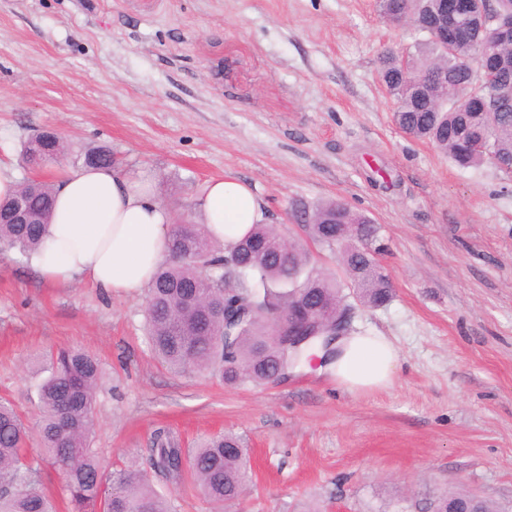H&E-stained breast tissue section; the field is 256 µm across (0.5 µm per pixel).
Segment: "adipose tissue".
<instances>
[{"label":"adipose tissue","instance_id":"ef3b65f1","mask_svg":"<svg viewBox=\"0 0 512 512\" xmlns=\"http://www.w3.org/2000/svg\"><path fill=\"white\" fill-rule=\"evenodd\" d=\"M55 206L40 248L30 263L52 285L89 282L107 294L149 285L167 256L176 222L144 169L87 166L53 183ZM211 240L233 244L262 222L263 202L245 183L211 180L198 199ZM400 357L388 337L348 333L337 337L323 370L352 394L388 387Z\"/></svg>","mask_w":512,"mask_h":512}]
</instances>
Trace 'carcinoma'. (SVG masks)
Instances as JSON below:
<instances>
[{
	"mask_svg": "<svg viewBox=\"0 0 512 512\" xmlns=\"http://www.w3.org/2000/svg\"><path fill=\"white\" fill-rule=\"evenodd\" d=\"M380 13L393 23L411 20L424 38L414 50L386 51L381 77L399 103L393 113L404 133L430 142L466 169L492 164L512 153V39L503 24L512 19V0H477V19L465 24L469 36L444 50L430 39L437 0H378ZM481 53L499 61L495 82L477 78L465 61ZM23 198L36 212L34 224H0V249L30 255L54 207L53 187L27 182L4 204ZM310 236L340 250L346 280L310 267L305 251L280 250L273 224H254L231 247L212 241L204 225L176 224L168 260L148 288L146 335L156 359L177 374L217 370L224 384L271 381L276 370L293 371L315 341L288 347L270 338L267 323L289 312L299 323L312 307L321 318L350 312L352 291L362 305L380 307L393 297L390 277L379 264V228L337 200L309 212ZM225 316L223 335L209 326ZM48 376L38 392V422L31 430L8 401H0V512H55L39 488L38 469L27 450L39 447L41 459L60 473L70 512H171L169 500L136 468L102 472L92 447L96 394L102 376L98 359L80 349H63L46 359ZM151 467L179 483L188 473L203 496L217 505L236 502L251 479L248 449L232 432L203 439L185 450L170 433L157 430L150 448ZM431 512H495L472 493L443 491L429 502Z\"/></svg>",
	"mask_w": 512,
	"mask_h": 512,
	"instance_id": "cac0c4a2",
	"label": "carcinoma"
}]
</instances>
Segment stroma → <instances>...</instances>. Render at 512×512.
I'll return each instance as SVG.
<instances>
[{
  "instance_id": "obj_1",
  "label": "stroma",
  "mask_w": 512,
  "mask_h": 512,
  "mask_svg": "<svg viewBox=\"0 0 512 512\" xmlns=\"http://www.w3.org/2000/svg\"><path fill=\"white\" fill-rule=\"evenodd\" d=\"M413 42L377 0H0V164L18 181L103 147L197 224L207 182L232 176L323 272L336 256L297 207L340 201L378 225L394 286L385 306H354L351 329L401 359L392 386L355 395L314 368L236 388L178 375L149 351L145 291L56 287L0 251V398L35 424L43 354L83 349L102 367L104 471L149 470L159 427L183 448L232 432L253 478L230 512H376L460 489L512 512V176L459 168L395 126L380 57ZM45 128L69 152L30 166ZM151 480L174 512H213L192 479Z\"/></svg>"
}]
</instances>
